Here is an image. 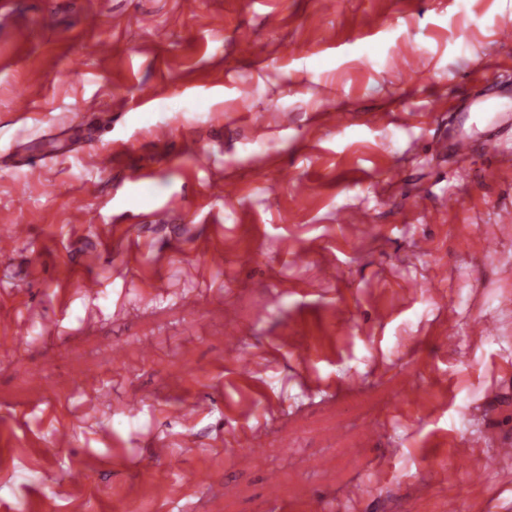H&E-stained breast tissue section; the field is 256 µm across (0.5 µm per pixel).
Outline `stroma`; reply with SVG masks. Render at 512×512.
Returning <instances> with one entry per match:
<instances>
[{"mask_svg":"<svg viewBox=\"0 0 512 512\" xmlns=\"http://www.w3.org/2000/svg\"><path fill=\"white\" fill-rule=\"evenodd\" d=\"M508 30L512 0H0V512H512V130L469 109Z\"/></svg>","mask_w":512,"mask_h":512,"instance_id":"stroma-1","label":"stroma"}]
</instances>
